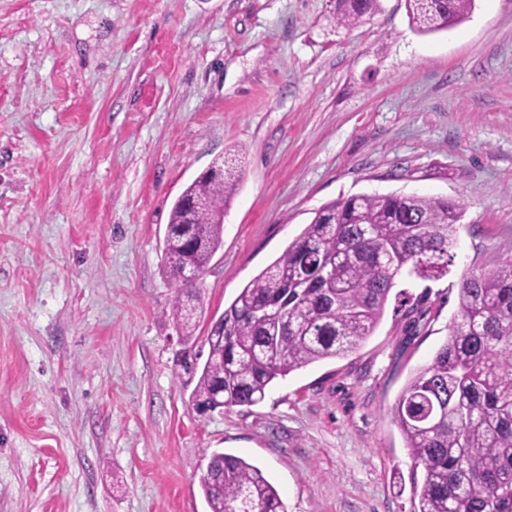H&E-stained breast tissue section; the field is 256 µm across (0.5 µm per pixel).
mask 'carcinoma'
<instances>
[{
  "label": "carcinoma",
  "instance_id": "cac0c4a2",
  "mask_svg": "<svg viewBox=\"0 0 512 512\" xmlns=\"http://www.w3.org/2000/svg\"><path fill=\"white\" fill-rule=\"evenodd\" d=\"M473 2L407 0V9L428 35L461 22ZM378 9L379 0H336V21L349 26ZM238 182L217 158L171 210L164 252L186 342L203 302L182 271L205 269L222 247ZM462 216L439 197L360 194L324 205L224 309L202 370L192 371V404L251 407L276 379L355 350L376 331L399 278L448 273ZM393 418L413 461L417 512H512V257L462 276L448 339L409 380ZM200 485L210 512H286L261 470L232 454H213Z\"/></svg>",
  "mask_w": 512,
  "mask_h": 512
}]
</instances>
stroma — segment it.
Segmentation results:
<instances>
[{
    "instance_id": "obj_1",
    "label": "stroma",
    "mask_w": 512,
    "mask_h": 512,
    "mask_svg": "<svg viewBox=\"0 0 512 512\" xmlns=\"http://www.w3.org/2000/svg\"><path fill=\"white\" fill-rule=\"evenodd\" d=\"M0 0V512H209L212 453L287 512H416L392 419L458 284L512 252V0L431 35L406 0ZM239 155L203 340L323 205L460 203L448 275L400 280L373 336L198 415L164 260L174 201ZM379 0H336V21L349 26L372 16L379 9Z\"/></svg>"
}]
</instances>
